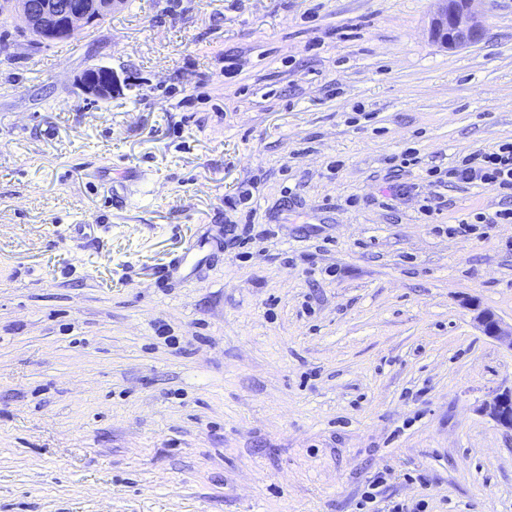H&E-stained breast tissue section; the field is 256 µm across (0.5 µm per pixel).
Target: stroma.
Returning a JSON list of instances; mask_svg holds the SVG:
<instances>
[{
	"label": "stroma",
	"mask_w": 512,
	"mask_h": 512,
	"mask_svg": "<svg viewBox=\"0 0 512 512\" xmlns=\"http://www.w3.org/2000/svg\"><path fill=\"white\" fill-rule=\"evenodd\" d=\"M433 8L120 0L46 46L0 16V512H358L380 473L512 512V351L471 310L512 324V223L458 227L512 201L448 183L512 141V0L457 49ZM104 74L100 79L91 76H82L80 79V87L87 98H92L93 102L98 100H107L112 97L115 91L120 87V79L116 72L111 68H102ZM209 241L201 236L192 242L185 252L174 259L163 272V278L168 280L178 275L180 272L186 275L192 274L198 265L207 257ZM484 411L507 429L512 428V391L505 390L487 403Z\"/></svg>",
	"instance_id": "35a3bbf8"
}]
</instances>
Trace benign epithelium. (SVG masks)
<instances>
[{
  "mask_svg": "<svg viewBox=\"0 0 512 512\" xmlns=\"http://www.w3.org/2000/svg\"><path fill=\"white\" fill-rule=\"evenodd\" d=\"M117 0H77L58 10L56 0H10L11 11L19 12L25 27L23 31L47 42L57 37L71 38L112 11ZM436 9L430 23L432 39L448 49L471 46L484 36V22L473 10L477 0H434ZM83 93L93 101L107 100L120 87L118 75L110 68L97 79L83 76L80 79ZM478 328L489 338L512 350V326L503 323L489 311L474 316ZM484 411L507 429L512 428V391L506 390L487 403Z\"/></svg>",
  "mask_w": 512,
  "mask_h": 512,
  "instance_id": "benign-epithelium-1",
  "label": "benign epithelium"
}]
</instances>
